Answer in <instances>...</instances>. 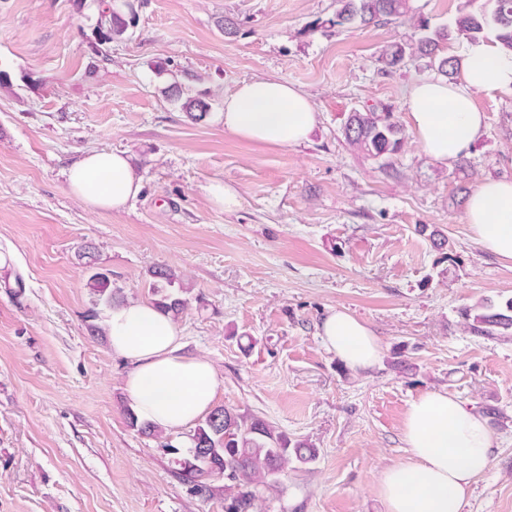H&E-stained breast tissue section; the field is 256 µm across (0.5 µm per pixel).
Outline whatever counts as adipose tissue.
I'll use <instances>...</instances> for the list:
<instances>
[{
	"instance_id": "obj_1",
	"label": "adipose tissue",
	"mask_w": 512,
	"mask_h": 512,
	"mask_svg": "<svg viewBox=\"0 0 512 512\" xmlns=\"http://www.w3.org/2000/svg\"><path fill=\"white\" fill-rule=\"evenodd\" d=\"M459 81L424 79L405 99L412 129L424 153L448 164L482 136L486 117L475 104L482 90L512 91V51L499 43L469 45ZM224 129L275 147L304 142L317 122L306 94L277 79L246 81L224 99ZM71 192L92 207L120 211L141 191V181L121 152L91 151L68 167ZM464 219L484 250L512 261V178L478 183ZM109 345L129 363L125 392L140 421L172 433L204 417L218 380L212 363L182 351L175 321L153 304L128 300L103 313ZM326 348L347 367L365 372L381 356L373 330L336 309L321 324ZM407 462L385 468L379 478L385 512H465L473 482L488 468L495 436L486 419L459 399L438 392L420 395L403 422Z\"/></svg>"
}]
</instances>
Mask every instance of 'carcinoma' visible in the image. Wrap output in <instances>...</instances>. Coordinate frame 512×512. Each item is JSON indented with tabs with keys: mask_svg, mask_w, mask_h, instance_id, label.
Returning <instances> with one entry per match:
<instances>
[{
	"mask_svg": "<svg viewBox=\"0 0 512 512\" xmlns=\"http://www.w3.org/2000/svg\"><path fill=\"white\" fill-rule=\"evenodd\" d=\"M334 25L358 21L363 25L382 20H398L407 16L408 0H337ZM136 24V15L123 4L119 8L108 4L101 8L94 27L92 48L99 54L104 46L126 36ZM496 31V39L512 51V0H487L480 9L461 13L452 27L436 30L415 44L394 43L378 57L385 68L397 66L406 53H418L431 59L437 73L452 78L458 73L454 56L441 54L442 43L451 38L479 40L485 29ZM350 146L371 157L379 158L398 152L403 145L400 125L390 113L354 112L344 128ZM150 288L157 296L153 305L172 317L184 310L187 299L170 291L177 275L168 266L157 264L149 271ZM87 285L98 299L110 304L120 298V290L113 288L110 273L96 269L89 275ZM470 328L484 336L504 335L512 331V300L505 309L487 312L482 307L463 310ZM128 426L148 436H159L158 429L139 422L135 412L125 410ZM190 458L184 460V480L193 491L203 497L214 495L205 478L224 476V512H254L262 489L279 483V477L288 462L307 463L316 457L317 449L301 442L293 443L277 433L263 419L247 418L222 405L214 407L191 434Z\"/></svg>",
	"mask_w": 512,
	"mask_h": 512,
	"instance_id": "carcinoma-1",
	"label": "carcinoma"
}]
</instances>
